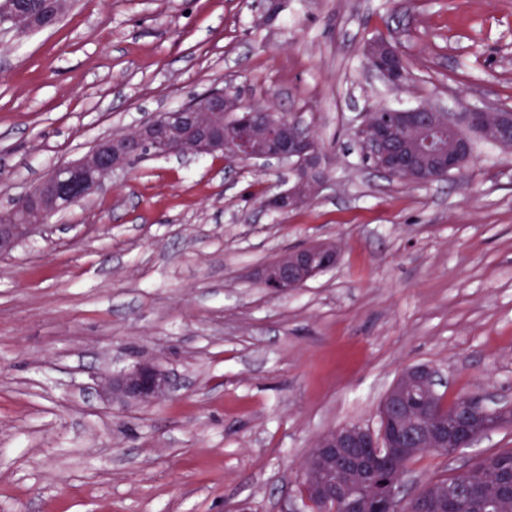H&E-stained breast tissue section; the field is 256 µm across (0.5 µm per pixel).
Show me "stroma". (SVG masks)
<instances>
[{"instance_id": "1", "label": "stroma", "mask_w": 512, "mask_h": 512, "mask_svg": "<svg viewBox=\"0 0 512 512\" xmlns=\"http://www.w3.org/2000/svg\"><path fill=\"white\" fill-rule=\"evenodd\" d=\"M381 35L411 84L362 61ZM214 88L308 126L331 158L311 201L255 161L144 159L0 254V512H301L327 432L376 428L407 367L512 407V150L477 140L446 181L361 162L360 114L512 109V0H73L0 35V209L103 136ZM335 244L333 269L273 294L256 271ZM138 362L171 396L124 406L100 375ZM512 448V427L428 452L405 492Z\"/></svg>"}]
</instances>
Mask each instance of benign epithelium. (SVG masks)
Returning a JSON list of instances; mask_svg holds the SVG:
<instances>
[{"label":"benign epithelium","mask_w":512,"mask_h":512,"mask_svg":"<svg viewBox=\"0 0 512 512\" xmlns=\"http://www.w3.org/2000/svg\"><path fill=\"white\" fill-rule=\"evenodd\" d=\"M375 41L378 45L369 70L393 87L404 86L407 73L402 69L400 50L383 36L375 37ZM266 112L260 106L244 105L236 93L212 89L174 110L147 118L135 136L99 140L82 157L56 166L35 187L12 201L13 221L0 224V252L13 249L39 224L102 190L114 171L145 155L174 158L184 165L197 156L217 153L229 161L282 163L288 166L292 179L287 188L266 199L265 207L287 212L301 206L324 187L328 157L299 121L283 118L264 123L261 116ZM493 112L500 116L503 110L467 106L451 112L438 104L389 108L379 114L369 109L361 113L358 134L364 155L373 160L375 169L392 178H406L413 184H428L459 174L463 162L472 158L470 140L460 138L455 151L450 153L439 142L441 134L447 130H480ZM336 260V247L316 243L264 266L258 277L268 290L281 293L331 269ZM437 376V370L428 365L404 370L392 387L395 395L382 404V416L389 417L402 394L435 387ZM100 387L111 402L152 405L170 395L173 382L158 366L139 362L106 376ZM465 410L468 421L451 425L433 407L422 406L429 421L422 441L450 453L471 447L489 432L490 424L485 421L486 409L478 400H470ZM400 435L401 425L396 420L386 436H377L359 425H348L330 434L320 452L336 456L349 448H375L382 442L391 447Z\"/></svg>","instance_id":"1"}]
</instances>
